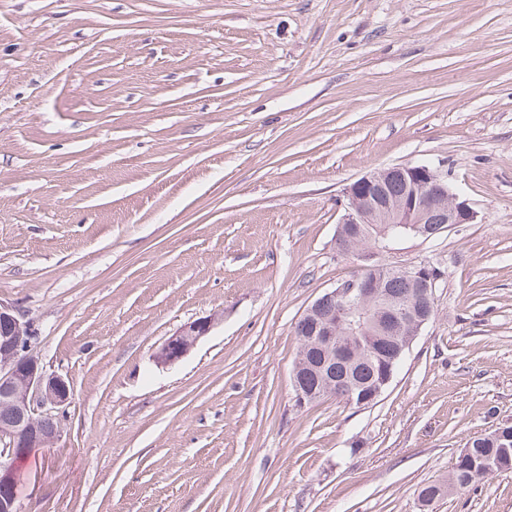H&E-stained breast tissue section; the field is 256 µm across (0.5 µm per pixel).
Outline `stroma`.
<instances>
[{"label": "stroma", "instance_id": "1", "mask_svg": "<svg viewBox=\"0 0 512 512\" xmlns=\"http://www.w3.org/2000/svg\"><path fill=\"white\" fill-rule=\"evenodd\" d=\"M422 162L476 213L398 245L434 318L373 405L296 407L344 187ZM0 301L73 388L21 512H512V469L447 487L512 422V0H0ZM214 326V319L206 317L187 322L168 336L153 354V360L161 368L181 361L197 342L207 336Z\"/></svg>", "mask_w": 512, "mask_h": 512}]
</instances>
